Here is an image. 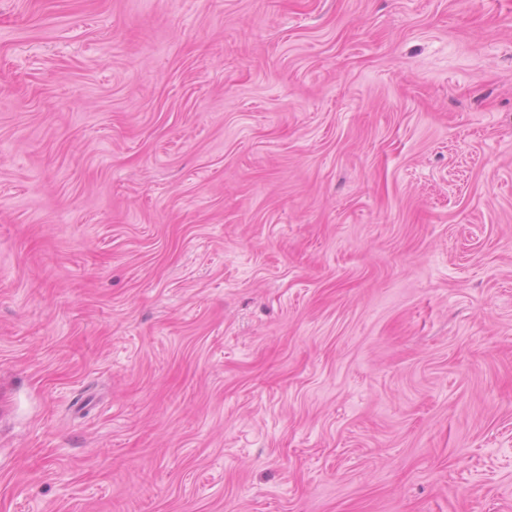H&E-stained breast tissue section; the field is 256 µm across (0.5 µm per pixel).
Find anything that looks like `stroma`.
I'll use <instances>...</instances> for the list:
<instances>
[{
  "instance_id": "1",
  "label": "stroma",
  "mask_w": 512,
  "mask_h": 512,
  "mask_svg": "<svg viewBox=\"0 0 512 512\" xmlns=\"http://www.w3.org/2000/svg\"><path fill=\"white\" fill-rule=\"evenodd\" d=\"M0 512H512V0H0Z\"/></svg>"
}]
</instances>
